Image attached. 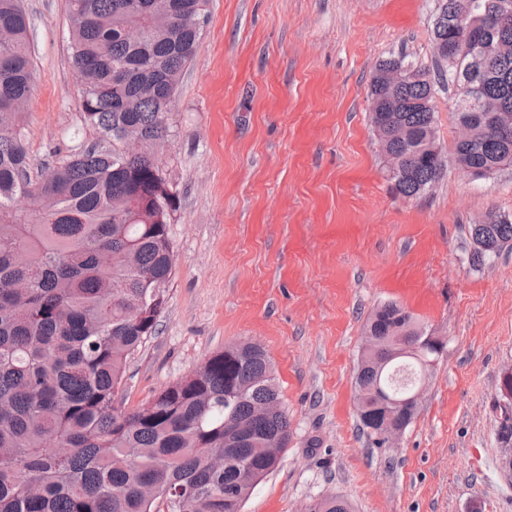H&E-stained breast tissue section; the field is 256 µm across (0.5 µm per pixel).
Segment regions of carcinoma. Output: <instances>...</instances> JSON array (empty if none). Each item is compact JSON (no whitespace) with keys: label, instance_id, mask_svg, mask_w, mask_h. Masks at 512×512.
Returning <instances> with one entry per match:
<instances>
[{"label":"carcinoma","instance_id":"carcinoma-1","mask_svg":"<svg viewBox=\"0 0 512 512\" xmlns=\"http://www.w3.org/2000/svg\"><path fill=\"white\" fill-rule=\"evenodd\" d=\"M207 3L67 0L82 120L99 138L74 139L34 176L23 133L35 83L29 22L23 0H0V512H242L279 464L269 443L288 447V414L260 346L213 353L135 409L122 400L128 361L167 307L177 197L157 176L156 156L125 154L121 136L130 129L150 147L169 136L163 102L195 55ZM470 10L491 30L478 50L459 23ZM431 38L450 46L435 70L391 56L377 64L370 91L382 126L403 123L413 137L391 141L411 172L396 192L412 199L445 172L423 142L425 130L438 134L435 111L424 107L435 87L452 91L453 77L463 83L480 69L483 95L457 96L456 119L481 102L512 114V0H438ZM390 67L406 78L384 82ZM451 160L478 177L512 166V124L471 125ZM469 235L495 245L471 250L481 266L512 241V219L491 212ZM366 333L379 348L361 358L355 391L371 430L381 420L375 385L404 397L441 352L394 302L374 311ZM235 386L240 394L227 397ZM263 405L271 409L256 415ZM239 427L253 440L234 442ZM226 450L229 462L214 468ZM306 512L351 505L328 495Z\"/></svg>","mask_w":512,"mask_h":512}]
</instances>
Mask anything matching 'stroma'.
Wrapping results in <instances>:
<instances>
[{
  "label": "stroma",
  "instance_id": "35a3bbf8",
  "mask_svg": "<svg viewBox=\"0 0 512 512\" xmlns=\"http://www.w3.org/2000/svg\"><path fill=\"white\" fill-rule=\"evenodd\" d=\"M437 0H208L201 39L155 152L179 198L176 268L123 396L146 403L243 340L273 361L290 440L243 512H303L334 494L353 512H512L500 469L499 385L512 366V246L469 264L470 225L512 215V167L448 164L420 198L383 176L369 124L375 65H432ZM36 72L25 118L33 167L73 137L82 83L65 0H24ZM394 301L444 352L411 424L380 445L353 380L365 324Z\"/></svg>",
  "mask_w": 512,
  "mask_h": 512
}]
</instances>
